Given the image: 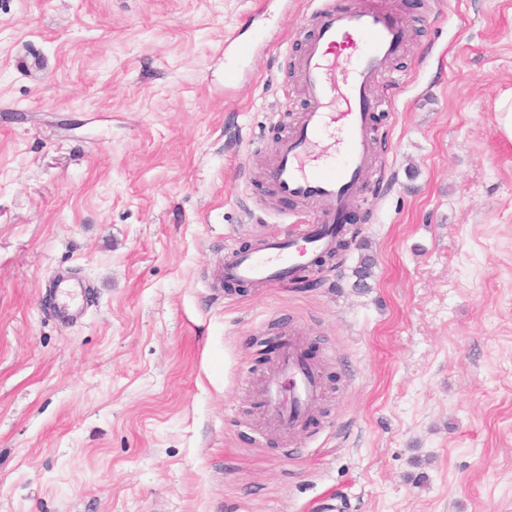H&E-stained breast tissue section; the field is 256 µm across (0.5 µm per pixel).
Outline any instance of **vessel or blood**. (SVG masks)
I'll list each match as a JSON object with an SVG mask.
<instances>
[{
  "instance_id": "1",
  "label": "vessel or blood",
  "mask_w": 512,
  "mask_h": 512,
  "mask_svg": "<svg viewBox=\"0 0 512 512\" xmlns=\"http://www.w3.org/2000/svg\"><path fill=\"white\" fill-rule=\"evenodd\" d=\"M307 23L312 35L298 64L306 105L290 134L275 148L269 182L280 198L318 202L323 209L290 232L269 236L258 249L233 254L220 272L228 282L285 285L321 255L335 251L341 226L358 207L361 186L375 162L374 115L381 104L372 87L401 53L405 28L397 16L366 0L350 9L321 0ZM349 54L354 60L340 95L330 72ZM328 133L338 136L337 155L315 150ZM58 295L62 317L81 311L77 284H60ZM324 388L323 374L307 361L301 340L289 338L257 385L263 400L262 423L289 434L303 430Z\"/></svg>"
}]
</instances>
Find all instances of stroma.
Returning a JSON list of instances; mask_svg holds the SVG:
<instances>
[{"instance_id": "stroma-1", "label": "stroma", "mask_w": 512, "mask_h": 512, "mask_svg": "<svg viewBox=\"0 0 512 512\" xmlns=\"http://www.w3.org/2000/svg\"><path fill=\"white\" fill-rule=\"evenodd\" d=\"M376 3L408 37L373 89L365 287L353 245L226 288L227 248L310 209L267 174L311 0H0V512H512V0ZM287 329L325 380L292 454L253 344ZM496 120L502 137L512 142V92L499 97L495 104ZM78 283H60L58 286L59 295V314L63 318H68L73 312H81L82 305L80 304V298L82 297V291Z\"/></svg>"}]
</instances>
